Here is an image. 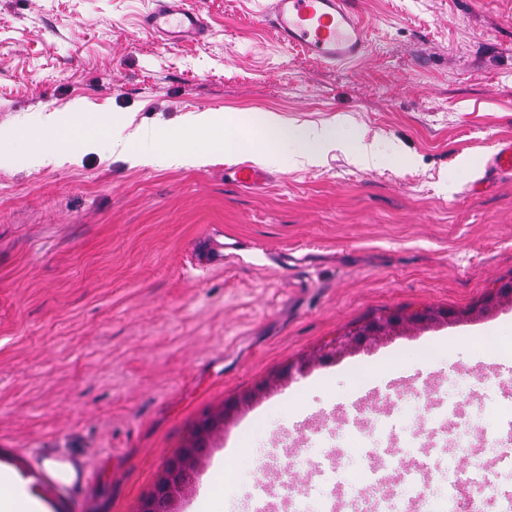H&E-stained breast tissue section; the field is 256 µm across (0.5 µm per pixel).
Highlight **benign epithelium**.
<instances>
[{
	"instance_id": "obj_1",
	"label": "benign epithelium",
	"mask_w": 512,
	"mask_h": 512,
	"mask_svg": "<svg viewBox=\"0 0 512 512\" xmlns=\"http://www.w3.org/2000/svg\"><path fill=\"white\" fill-rule=\"evenodd\" d=\"M435 315L429 308L416 310L404 316L374 320L366 325L345 333L336 339L332 351L324 357H340L345 353L364 347L374 341L390 338L397 329L407 323L416 325L428 321ZM217 420L203 419L182 451L171 458L158 477L153 491L142 500L139 512H172L174 492L184 483L189 467L207 452V436L216 426Z\"/></svg>"
}]
</instances>
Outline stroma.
Returning <instances> with one entry per match:
<instances>
[{
  "label": "stroma",
  "mask_w": 512,
  "mask_h": 512,
  "mask_svg": "<svg viewBox=\"0 0 512 512\" xmlns=\"http://www.w3.org/2000/svg\"><path fill=\"white\" fill-rule=\"evenodd\" d=\"M192 2L210 34L172 46L143 22L152 0H0V143L29 150L30 129L76 106L123 135L273 112L346 117L388 161L284 158L250 190L223 155L142 166L106 139L0 168V467L48 512H138L197 423L231 404L175 510L209 512L220 459L237 475L221 512H253L261 452L313 423L334 430L323 495L355 493L364 448L345 421L387 411L365 447L396 439L397 499L445 512L449 472L481 455L461 439L476 423L501 456L484 477L512 493L494 385L512 377V301L475 312L512 281V176L487 172L512 142V0H358L370 46L347 68L282 48L266 0ZM215 229L248 248L199 269ZM424 307L455 316L320 361L345 331Z\"/></svg>",
  "instance_id": "obj_1"
}]
</instances>
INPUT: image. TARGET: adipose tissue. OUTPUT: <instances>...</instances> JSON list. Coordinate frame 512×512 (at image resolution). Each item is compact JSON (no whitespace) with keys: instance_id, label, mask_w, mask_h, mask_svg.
Masks as SVG:
<instances>
[{"instance_id":"obj_1","label":"adipose tissue","mask_w":512,"mask_h":512,"mask_svg":"<svg viewBox=\"0 0 512 512\" xmlns=\"http://www.w3.org/2000/svg\"><path fill=\"white\" fill-rule=\"evenodd\" d=\"M46 124L54 129L53 139L39 149L18 156L15 151L0 149V164L7 165L17 159L40 164L44 161L66 159L71 149L79 144H95L103 127L102 121L76 117L60 120L50 115ZM233 126L253 128L255 139L253 152L256 159L273 163L283 155L296 161L313 165L319 162L325 151L336 148L354 156L367 165L378 164L380 155L371 145L357 138L345 137L343 122L333 124L294 125L279 115L266 112L253 118L247 115H231L221 112H198L190 115L177 130L143 135L133 132L125 138L112 141V148L121 153H134L142 164H182L186 157L182 143L192 142L208 153L232 156L238 145L226 131ZM0 512H47L42 499L29 487L27 481L8 469L0 470Z\"/></svg>"}]
</instances>
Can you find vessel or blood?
Listing matches in <instances>:
<instances>
[{
  "label": "vessel or blood",
  "mask_w": 512,
  "mask_h": 512,
  "mask_svg": "<svg viewBox=\"0 0 512 512\" xmlns=\"http://www.w3.org/2000/svg\"><path fill=\"white\" fill-rule=\"evenodd\" d=\"M355 0H273L267 15L278 41L299 49L326 64H341L363 56L368 50L366 29L358 17ZM147 25L164 41L179 43L204 36L208 26L190 0H154ZM235 182L244 188L264 185L265 170L245 163L234 167ZM243 248L237 238L212 241L205 251L209 264L223 263ZM393 468L391 459L379 462V473L364 484L361 493L336 502V512H386L389 483L386 478Z\"/></svg>",
  "instance_id": "b4317fda"
}]
</instances>
